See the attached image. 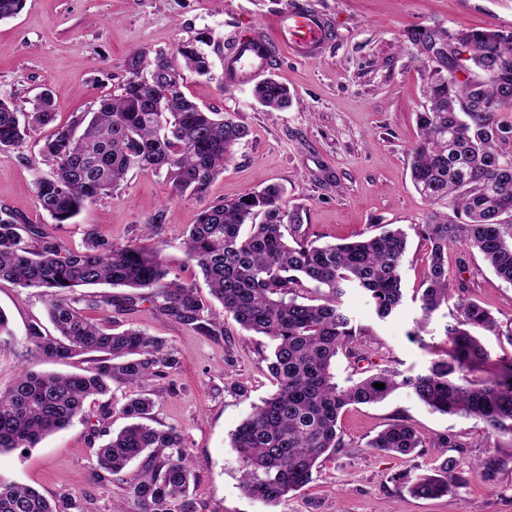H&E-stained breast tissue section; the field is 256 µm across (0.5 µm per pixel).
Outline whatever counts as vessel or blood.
I'll return each mask as SVG.
<instances>
[{"mask_svg": "<svg viewBox=\"0 0 512 512\" xmlns=\"http://www.w3.org/2000/svg\"><path fill=\"white\" fill-rule=\"evenodd\" d=\"M274 26L277 38L273 41L259 29L232 36L231 47L224 55L225 86H242L258 79L282 47L299 59H315L323 54L330 23L299 0L276 17Z\"/></svg>", "mask_w": 512, "mask_h": 512, "instance_id": "vessel-or-blood-1", "label": "vessel or blood"}]
</instances>
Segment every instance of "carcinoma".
Returning a JSON list of instances; mask_svg holds the SVG:
<instances>
[{
  "label": "carcinoma",
  "instance_id": "carcinoma-1",
  "mask_svg": "<svg viewBox=\"0 0 512 512\" xmlns=\"http://www.w3.org/2000/svg\"><path fill=\"white\" fill-rule=\"evenodd\" d=\"M472 68L453 55L429 70L426 108L417 113L420 139L411 152L416 190L448 213L435 211L413 227L427 245L425 288L418 331L454 301L455 322L446 326L450 348L413 375L382 367L339 386L333 363L340 351L356 354L353 343L366 329L342 306L348 288L364 291L376 315L385 319L402 302L400 267L408 233L396 225L350 243L319 244L301 233L302 209L288 208L284 189L269 184L234 200L210 205L189 225L183 240L188 261L199 268L224 310L246 331L268 338L267 368L277 388L254 407L232 434L241 485L251 498L276 505L311 481L318 460L346 446L338 418L349 405L374 404L406 387L436 412L475 419L488 436L512 438V361L474 382L468 373L487 365L490 352L481 333L498 328L491 312L466 296L464 283L448 279V251L458 245L479 253L504 281L512 283V32L464 31ZM176 53L178 68L160 52H141L129 73L149 68V84L129 78L121 93L101 99L59 125L51 97L20 113L0 101V152L18 146L32 132L53 126L41 154L52 172L34 181L42 210L56 224L109 195L134 169L165 171L177 194L199 195L224 170L248 129L204 108L183 91L185 69L211 74L208 56L191 43ZM253 94L269 111L291 104L288 89L272 77ZM158 250L135 241L109 242L89 232L79 250L64 249L45 224H23L0 208V280L35 288L48 297L54 333L28 329L27 351L53 361L88 355L87 374L19 372L0 388V452L33 448L86 412L88 401L109 392L113 380L139 393L119 412L130 423L96 449L97 477L106 480L134 460L142 467L126 481L131 512H197L190 492L196 463L174 427L149 424L155 405L147 384L180 365L165 340L118 322L105 325L85 314L106 309L121 315L141 300L152 301L169 319L204 336L221 323L208 312L193 286L167 279ZM109 285L128 293L75 296V288ZM318 295L303 302L308 286ZM385 384L377 389L374 383ZM379 451L408 455L422 447L417 430L397 420L367 443ZM467 481L445 458L434 474L407 482L419 497H438ZM0 512H57L35 489L0 478Z\"/></svg>",
  "mask_w": 512,
  "mask_h": 512
}]
</instances>
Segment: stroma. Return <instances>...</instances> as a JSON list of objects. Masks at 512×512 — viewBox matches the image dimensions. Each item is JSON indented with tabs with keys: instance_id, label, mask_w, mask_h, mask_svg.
<instances>
[{
	"instance_id": "stroma-1",
	"label": "stroma",
	"mask_w": 512,
	"mask_h": 512,
	"mask_svg": "<svg viewBox=\"0 0 512 512\" xmlns=\"http://www.w3.org/2000/svg\"><path fill=\"white\" fill-rule=\"evenodd\" d=\"M291 2L26 0L18 15L0 21V100L18 111H30L47 91L58 123H68L96 110L102 98L120 93L135 52L172 55L205 32L211 37L204 51L212 74L187 76L185 92L201 106L244 124L249 134L204 194H175L165 173L135 169L112 194L70 222L54 224L34 191L36 177L51 171L41 156L50 133L45 127L0 152V207L23 223L49 225L70 250L81 248L90 229L112 242L134 240L159 249L170 278L194 285L207 297L209 311L223 326L216 336L173 322L147 301L119 317L120 324L162 337L179 353L178 369L150 384L156 401L152 424L177 427L197 462L193 495L198 512H512V441L488 438L477 420L433 412L404 387L380 403L345 408L338 419L345 448L322 460L311 482L276 509L248 497L240 486V461L230 435L275 389L265 363L271 344L246 332L210 299L200 271L186 259L188 226L210 204L269 183L284 188L289 206L302 208L304 231L321 244L350 242L379 225L425 223L433 207L414 188L408 161L419 139L428 54L408 34L418 28L442 35L471 28L512 31V0H305L332 19V36L320 58L283 53L271 64L269 75L288 86L292 103L270 112L251 86H225L224 51L234 35L257 27L272 34L275 16ZM164 206L169 223L145 236V224ZM426 266V245L409 236L401 265L402 304L385 319L376 316L365 292L347 290L343 305L366 329L356 342L365 360L357 364L338 353L333 371L340 385L384 366L415 372L447 351L445 328L454 319V307H441L426 331L416 330ZM448 275L465 282L469 296L498 322L495 331L482 336L493 362L472 372V379L481 380L494 372L495 361L512 359L507 339L512 284L480 254L462 247L449 251ZM0 309L14 334L13 345L0 350V388L24 368L62 373L87 368L82 356L63 364L28 354L29 327L48 323L46 299L38 290L0 280ZM98 409V402L88 403L86 419L74 420L35 448L0 453V477L35 488L56 503L58 512H73L68 496L77 488L92 493L83 512H126L122 479L93 481L94 450L104 442L93 431ZM397 419L417 429L424 447L410 455L369 448V440ZM442 435L456 436L458 447H433ZM490 455L501 465L487 477L475 466ZM448 456L467 483L439 499L412 496L404 478L431 472Z\"/></svg>"
}]
</instances>
